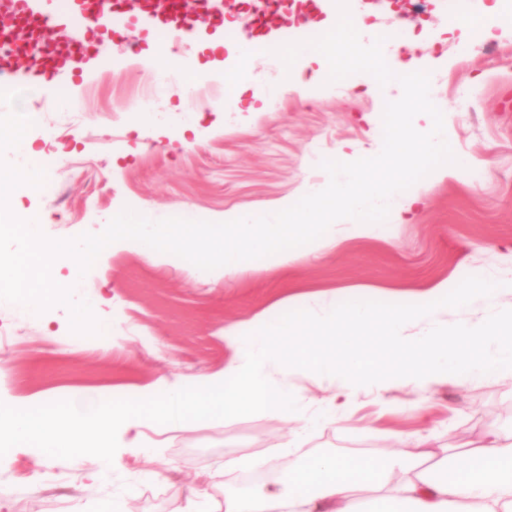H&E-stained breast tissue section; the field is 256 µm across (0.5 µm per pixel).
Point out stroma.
I'll use <instances>...</instances> for the list:
<instances>
[{
	"label": "stroma",
	"instance_id": "35a3bbf8",
	"mask_svg": "<svg viewBox=\"0 0 512 512\" xmlns=\"http://www.w3.org/2000/svg\"><path fill=\"white\" fill-rule=\"evenodd\" d=\"M412 4L349 0L369 35L399 17L405 43L386 61L395 71L412 61L433 75L432 101L448 125V142L482 169L481 181L460 174L422 183V202L407 222L388 218L374 237L307 253L285 269L206 279L187 263L163 256L151 263L105 248L85 286L112 299L110 341L73 345L65 306L36 319L0 304V398L19 406L60 398L81 406L90 392L132 397L162 376L175 382L222 370L226 324L277 316L286 305L301 309L310 296L339 304L364 290L391 303L440 282L453 287L469 275L512 269V25L501 23L512 14V0H472L471 15L494 27L491 38L471 29L449 33L441 0H428L423 14ZM118 21L121 31L60 71L50 90L31 84L27 70L17 72L18 108L33 122L28 135L47 185L13 193L10 203L38 216L51 238L101 233L127 206L157 220L185 210L212 222L273 209L299 197L305 185L325 183L322 160L376 156L384 105L402 95L394 81L368 91L363 73L337 87L286 89L272 53L281 43L275 22L250 54L247 89L227 93L222 75L235 69L249 34L221 8L209 27L191 35L188 52L189 63L210 64L213 77L184 100L177 88L150 84L149 66L125 51L133 40L150 50L161 33L138 11ZM260 97L273 111L254 112ZM141 104L162 125L133 128L130 111ZM411 403L423 406V414L408 411ZM511 421V376L483 384L451 376L423 389L359 394L344 421L317 428L288 453L281 449L287 426L271 414L150 431L147 439L159 443L160 478H146L142 462L129 457L123 468L105 470L90 493L86 463L16 447L0 458V512H110L116 497L125 512H184L191 488L220 508L229 458H261L260 485L319 452L411 454L424 439L434 452L464 448Z\"/></svg>",
	"mask_w": 512,
	"mask_h": 512
}]
</instances>
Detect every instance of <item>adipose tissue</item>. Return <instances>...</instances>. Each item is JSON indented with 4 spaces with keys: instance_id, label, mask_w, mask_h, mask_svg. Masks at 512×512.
Instances as JSON below:
<instances>
[{
    "instance_id": "adipose-tissue-1",
    "label": "adipose tissue",
    "mask_w": 512,
    "mask_h": 512,
    "mask_svg": "<svg viewBox=\"0 0 512 512\" xmlns=\"http://www.w3.org/2000/svg\"><path fill=\"white\" fill-rule=\"evenodd\" d=\"M224 512H512V426L435 460L315 455Z\"/></svg>"
}]
</instances>
